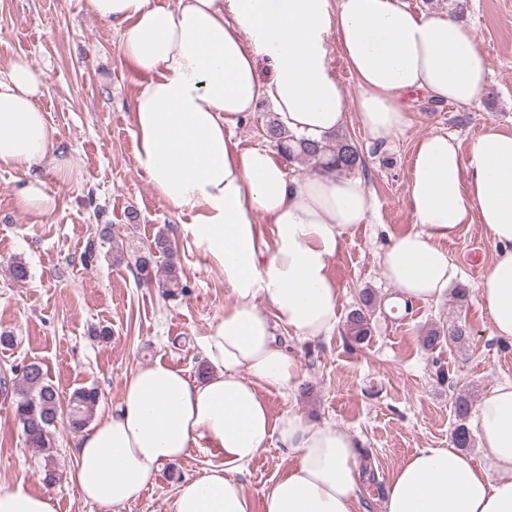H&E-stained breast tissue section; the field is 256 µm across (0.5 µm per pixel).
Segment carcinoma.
Returning a JSON list of instances; mask_svg holds the SVG:
<instances>
[{
  "label": "carcinoma",
  "mask_w": 512,
  "mask_h": 512,
  "mask_svg": "<svg viewBox=\"0 0 512 512\" xmlns=\"http://www.w3.org/2000/svg\"><path fill=\"white\" fill-rule=\"evenodd\" d=\"M266 135L278 153L290 162L308 161L321 171L338 174H351L363 165L356 143L344 132L312 140L290 133L274 118L266 125ZM133 252L137 283L153 281L158 272L159 257L162 256L165 258L162 287L166 294L176 297L185 292L187 285L183 284L174 251L165 238L160 236L149 246H136ZM375 309V295L370 291L362 292L360 303L349 312L346 321L347 334L354 342L361 344L370 338ZM13 394L14 416L21 425L25 443L40 451L46 477L52 481L56 478V448L52 428L56 427L60 417L66 418L73 431L86 427L93 419L99 392L93 386H82L75 389L64 402L42 366L30 363L23 368ZM470 410V394L462 390L455 399L458 424L452 433L453 445L457 448L472 445L473 438L467 425Z\"/></svg>",
  "instance_id": "cac0c4a2"
}]
</instances>
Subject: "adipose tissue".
Segmentation results:
<instances>
[{
    "label": "adipose tissue",
    "instance_id": "adipose-tissue-1",
    "mask_svg": "<svg viewBox=\"0 0 512 512\" xmlns=\"http://www.w3.org/2000/svg\"><path fill=\"white\" fill-rule=\"evenodd\" d=\"M86 8L122 28L121 51L145 77L132 112L136 160L169 207L192 213L184 230L223 273L232 301L202 341L207 376L159 360L138 368L120 407L75 434L71 482L116 512L164 464L205 448L214 463L178 484L170 512H252L241 476L274 443L295 463L266 491L264 512H355L357 437L291 410L272 416L260 391L287 394L299 380L275 326L300 340L335 329L331 262L375 199L351 175L289 178L273 152L241 148L224 125L266 100L299 136L322 139L353 109L372 138L388 139L407 123V95L460 107L480 98L488 68L475 30L405 0H86ZM336 51L355 99L338 81ZM44 86L26 58L0 71V165L49 162L65 178L69 163L55 155L56 131L38 105ZM409 203L420 230L393 238L382 255L397 302L447 293L458 271L439 242L477 219L495 247L479 294L493 334L511 341L512 131L487 127L466 156L448 136L421 139ZM261 217L272 233L265 246ZM475 419L485 462L452 446L415 449L387 486L384 512H512V382L485 393ZM0 512H57V502L0 487Z\"/></svg>",
    "mask_w": 512,
    "mask_h": 512
}]
</instances>
